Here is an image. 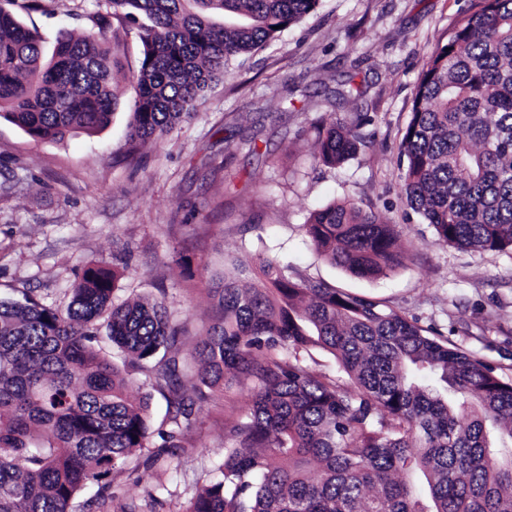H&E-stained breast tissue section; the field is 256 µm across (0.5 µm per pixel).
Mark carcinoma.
Wrapping results in <instances>:
<instances>
[{
    "instance_id": "1",
    "label": "carcinoma",
    "mask_w": 512,
    "mask_h": 512,
    "mask_svg": "<svg viewBox=\"0 0 512 512\" xmlns=\"http://www.w3.org/2000/svg\"><path fill=\"white\" fill-rule=\"evenodd\" d=\"M319 0H102L93 27L58 34L0 5V118L35 140L93 135L117 104L111 19L137 25L130 152L193 115L232 58L314 12ZM366 123L317 126L336 166ZM405 201L458 248L512 250V0L481 8L427 56L400 141ZM326 260L359 278L402 265L395 225L334 202L302 224ZM116 272L83 270L61 309L0 299V512H71L152 434L149 398L94 345H113L166 399L163 447H184L195 406L248 387L245 416L185 512H512V384L394 309L271 258L210 275L212 323L185 347L165 295L113 301ZM331 354L349 379L315 372Z\"/></svg>"
}]
</instances>
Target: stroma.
Returning <instances> with one entry per match:
<instances>
[{"label": "stroma", "mask_w": 512, "mask_h": 512, "mask_svg": "<svg viewBox=\"0 0 512 512\" xmlns=\"http://www.w3.org/2000/svg\"><path fill=\"white\" fill-rule=\"evenodd\" d=\"M21 13L46 42L91 27L96 0H38ZM480 0H320L316 10L244 65H230L195 116L127 155L142 57L137 30L112 20L123 74L109 126L36 141L0 118V298L28 291L66 307L83 266L123 269L116 294H165L198 334L212 305L207 272L264 253L345 291L383 302L512 383V252L460 250L403 202L398 147L426 57ZM367 115L364 145L346 163L314 157L316 125ZM372 206L396 225L402 265L375 279L321 258L302 225L334 201ZM241 393L196 411L186 451L170 465L132 461L113 499L89 486L74 512H185L224 458Z\"/></svg>", "instance_id": "stroma-1"}]
</instances>
